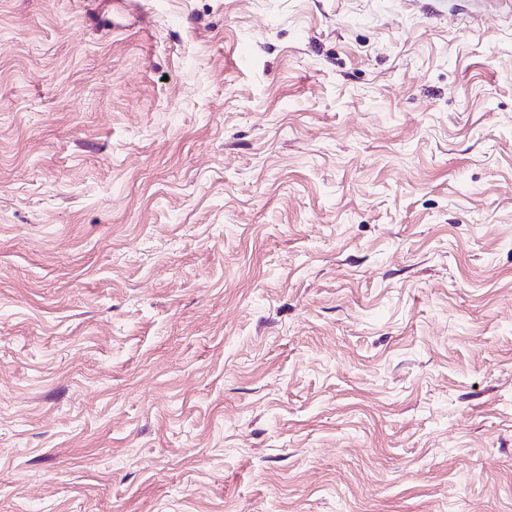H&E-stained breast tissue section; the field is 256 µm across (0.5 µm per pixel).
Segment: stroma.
<instances>
[{
  "label": "stroma",
  "instance_id": "1",
  "mask_svg": "<svg viewBox=\"0 0 512 512\" xmlns=\"http://www.w3.org/2000/svg\"><path fill=\"white\" fill-rule=\"evenodd\" d=\"M0 0V512H512V16Z\"/></svg>",
  "mask_w": 512,
  "mask_h": 512
}]
</instances>
